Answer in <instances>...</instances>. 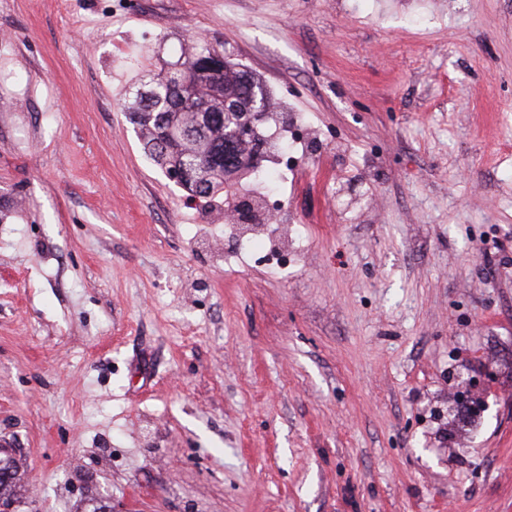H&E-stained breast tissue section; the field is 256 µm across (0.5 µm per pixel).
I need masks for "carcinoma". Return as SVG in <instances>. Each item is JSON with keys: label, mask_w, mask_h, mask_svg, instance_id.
<instances>
[{"label": "carcinoma", "mask_w": 512, "mask_h": 512, "mask_svg": "<svg viewBox=\"0 0 512 512\" xmlns=\"http://www.w3.org/2000/svg\"><path fill=\"white\" fill-rule=\"evenodd\" d=\"M177 78L178 74L172 71L150 78L147 91L151 95L136 93L135 110L141 115L131 117V122L139 128L143 151L160 168L193 164L201 168L224 152V98L244 102L252 97L259 101L265 97V89L256 78H249L246 84L239 72L230 70L224 73V83L215 89L200 109L199 125L206 129V134L190 144H184L166 135L168 130L177 131L187 125L189 114L195 106L191 95L179 101L170 92L169 84ZM206 183L208 187L205 191H198L192 185L187 186L186 190L193 197L207 198L221 189L223 181L219 174L214 173ZM0 472L8 474L7 479L0 478V502L9 506L16 500L23 477L20 467L9 455L0 458Z\"/></svg>", "instance_id": "1"}]
</instances>
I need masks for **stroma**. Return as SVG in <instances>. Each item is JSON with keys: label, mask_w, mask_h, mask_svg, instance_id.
<instances>
[{"label": "stroma", "mask_w": 512, "mask_h": 512, "mask_svg": "<svg viewBox=\"0 0 512 512\" xmlns=\"http://www.w3.org/2000/svg\"><path fill=\"white\" fill-rule=\"evenodd\" d=\"M201 39L309 124L291 270L127 118ZM0 40L15 512H512V0H0Z\"/></svg>", "instance_id": "obj_1"}]
</instances>
